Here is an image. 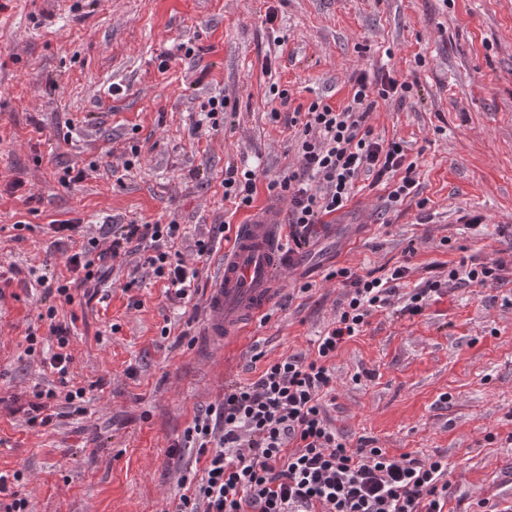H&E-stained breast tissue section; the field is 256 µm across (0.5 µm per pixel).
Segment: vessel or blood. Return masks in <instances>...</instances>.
<instances>
[{
	"label": "vessel or blood",
	"instance_id": "obj_1",
	"mask_svg": "<svg viewBox=\"0 0 512 512\" xmlns=\"http://www.w3.org/2000/svg\"><path fill=\"white\" fill-rule=\"evenodd\" d=\"M277 208L257 211L239 225L223 263L206 290L202 334L208 352L234 344L247 324L261 318L283 285L289 264Z\"/></svg>",
	"mask_w": 512,
	"mask_h": 512
}]
</instances>
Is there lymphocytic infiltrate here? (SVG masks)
Instances as JSON below:
<instances>
[{"instance_id":"obj_1","label":"lymphocytic infiltrate","mask_w":512,"mask_h":512,"mask_svg":"<svg viewBox=\"0 0 512 512\" xmlns=\"http://www.w3.org/2000/svg\"><path fill=\"white\" fill-rule=\"evenodd\" d=\"M409 90V83L390 77L371 85L362 73L354 80L351 104L340 108L316 99L287 118L300 130V166L269 187L289 201L293 250L309 246L325 217L345 212L361 173L384 185L389 202L414 195L415 163L399 141L375 136L367 122L378 100ZM315 180L323 191L312 190ZM109 233L108 248L92 241L71 255L69 277L45 286L47 304L38 315L57 343L49 365L66 389V403L78 413L86 389L70 380V328L57 318L58 302L73 304L78 288L103 282L109 263L135 241L147 242L145 262L171 300L182 302L194 293L196 274L176 248L180 224H113ZM335 275L348 286V301L316 340L312 356H284L254 381L228 384L222 399L196 415L177 440V447L195 449L202 467L183 476L173 512H445L447 462L408 453L395 457L362 443L347 446L326 412L335 390L330 360L342 343L359 335L373 311L389 305L406 268L397 265L379 277L341 268Z\"/></svg>"}]
</instances>
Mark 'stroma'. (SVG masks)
Wrapping results in <instances>:
<instances>
[{"mask_svg":"<svg viewBox=\"0 0 512 512\" xmlns=\"http://www.w3.org/2000/svg\"><path fill=\"white\" fill-rule=\"evenodd\" d=\"M181 43L191 58L175 57ZM361 71L412 83L368 122L403 141L416 197L388 204L386 189L361 176L347 212L296 254L269 314L205 360L203 292L224 255L219 226L274 203L269 181L298 166L294 128L269 119L271 87L294 106L342 107ZM219 93L231 105L223 128L195 133ZM133 145L140 163L127 169ZM230 165L255 167L252 209L225 200ZM66 166L84 172L68 188L57 175ZM72 218L79 234L58 240L51 222ZM158 220L185 228L178 250L198 294L169 300L144 250L114 260L105 298L59 312L72 324L71 378L88 389L85 412L60 401L52 425L29 427L34 389L58 384L26 351L27 329L49 334L38 276L66 274L76 244L101 225ZM200 239L214 240L209 257H197ZM498 257H512V0H63L52 19L39 0H6L0 11V265L17 269L0 285V472L23 471L17 489L30 512H168L196 456L170 445L194 415L265 363L311 355L346 299L334 270L396 265L407 273L393 306L331 361L332 426L351 446L367 438L395 456L442 457L449 512L482 501L504 512L512 273L446 289L419 315L399 312L449 263Z\"/></svg>","mask_w":512,"mask_h":512,"instance_id":"1","label":"stroma"}]
</instances>
